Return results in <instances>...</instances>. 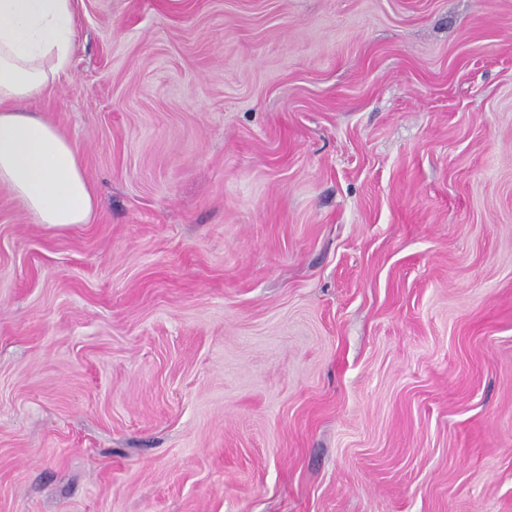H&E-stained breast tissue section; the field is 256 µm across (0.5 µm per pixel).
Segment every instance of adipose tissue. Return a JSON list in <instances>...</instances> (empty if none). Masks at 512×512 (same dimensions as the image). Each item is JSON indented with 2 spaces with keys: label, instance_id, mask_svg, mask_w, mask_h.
Segmentation results:
<instances>
[{
  "label": "adipose tissue",
  "instance_id": "1",
  "mask_svg": "<svg viewBox=\"0 0 512 512\" xmlns=\"http://www.w3.org/2000/svg\"><path fill=\"white\" fill-rule=\"evenodd\" d=\"M74 47V0H0V185L39 224H84L95 207L77 148L25 109L68 66Z\"/></svg>",
  "mask_w": 512,
  "mask_h": 512
}]
</instances>
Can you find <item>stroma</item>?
Masks as SVG:
<instances>
[{"label": "stroma", "mask_w": 512, "mask_h": 512, "mask_svg": "<svg viewBox=\"0 0 512 512\" xmlns=\"http://www.w3.org/2000/svg\"><path fill=\"white\" fill-rule=\"evenodd\" d=\"M0 185V512H512V0H74ZM75 47L73 0H0V185L38 224H86L96 193L77 148L26 103Z\"/></svg>", "instance_id": "35a3bbf8"}]
</instances>
